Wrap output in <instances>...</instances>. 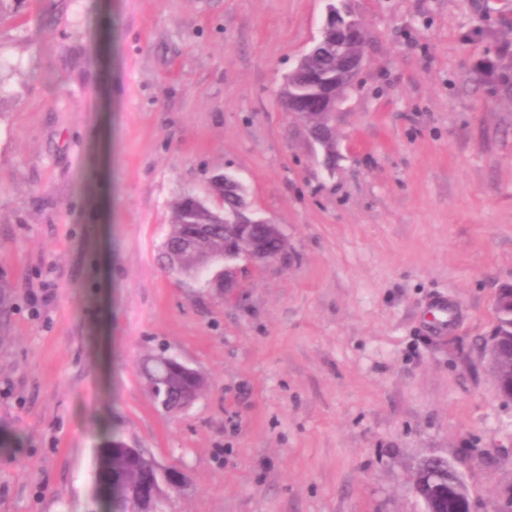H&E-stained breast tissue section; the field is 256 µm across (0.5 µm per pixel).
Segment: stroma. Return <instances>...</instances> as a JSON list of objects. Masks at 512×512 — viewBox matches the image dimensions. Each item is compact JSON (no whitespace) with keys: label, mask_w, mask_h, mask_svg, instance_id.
Listing matches in <instances>:
<instances>
[{"label":"stroma","mask_w":512,"mask_h":512,"mask_svg":"<svg viewBox=\"0 0 512 512\" xmlns=\"http://www.w3.org/2000/svg\"><path fill=\"white\" fill-rule=\"evenodd\" d=\"M370 39L325 162L281 102L324 0H17L0 21V512H103L108 438L167 512H473L512 497L482 354L512 285V0H353ZM243 178L283 257L237 293L159 262L173 202ZM454 325L431 336V303ZM168 348L208 387L151 399ZM451 466L453 465L450 464L447 459L440 456H431L426 458L419 467L425 469H433L435 472L440 474L437 491L439 495L436 501V505L433 508L448 509L446 512H456L454 511L455 509L466 508L468 510L464 512H472L471 502L470 505L467 504L465 506H460L458 503L452 500L454 486L448 484V467Z\"/></svg>","instance_id":"1"}]
</instances>
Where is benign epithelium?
<instances>
[{
  "label": "benign epithelium",
  "instance_id": "7a95c632",
  "mask_svg": "<svg viewBox=\"0 0 512 512\" xmlns=\"http://www.w3.org/2000/svg\"><path fill=\"white\" fill-rule=\"evenodd\" d=\"M351 2L352 0H328L318 35L320 39L326 36L332 38L335 41L336 54L343 57L342 66L336 77L345 90L355 84L365 55V49L353 50L350 47V44L356 42L357 31H366L363 21L352 10ZM338 102L336 96L325 95L317 99L316 111L299 113L313 142L323 148L327 156L334 151L336 143L334 120ZM223 179L224 194L232 199V204L224 210V223L236 227L235 236L224 242V288L234 291L240 287V282L234 277L230 265L240 261L257 265L281 258V255H275L270 251L264 239L254 237V225H264L265 233L277 240L285 238V235L280 225L272 223L251 209L243 180L238 173L226 170ZM165 361L170 369L189 376L200 387H205L206 380L203 375L182 362L176 355L165 356ZM178 482L176 476L165 470L152 457L145 467L139 491L163 504L168 497L167 489ZM412 490L423 504H429L430 477L425 473L415 474Z\"/></svg>",
  "mask_w": 512,
  "mask_h": 512
}]
</instances>
